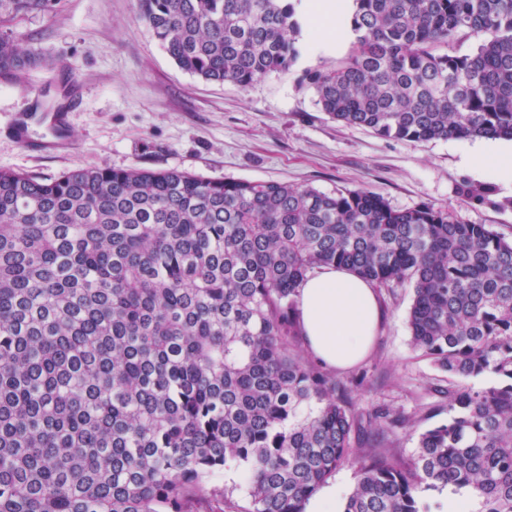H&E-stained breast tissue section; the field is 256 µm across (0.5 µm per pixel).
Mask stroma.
Returning a JSON list of instances; mask_svg holds the SVG:
<instances>
[{"instance_id":"35a3bbf8","label":"stroma","mask_w":512,"mask_h":512,"mask_svg":"<svg viewBox=\"0 0 512 512\" xmlns=\"http://www.w3.org/2000/svg\"><path fill=\"white\" fill-rule=\"evenodd\" d=\"M9 28L49 64L0 77V129L20 112L61 111L68 89L82 106L70 117L64 149L37 150L53 137L39 121L30 123L25 143L0 132V168L43 179L76 167H137L325 193L364 188L394 209L432 205L512 239V183L470 163L473 141L383 138L321 110L302 77L333 68L350 37L325 50L303 32L306 48L289 70L243 89L178 68L139 19L135 0H64L60 11L22 16ZM378 297L382 322L371 352L335 371L336 380L350 384L359 418L386 406L417 414L426 427L444 422L448 406L435 390L447 387L448 376L410 344L411 284Z\"/></svg>"}]
</instances>
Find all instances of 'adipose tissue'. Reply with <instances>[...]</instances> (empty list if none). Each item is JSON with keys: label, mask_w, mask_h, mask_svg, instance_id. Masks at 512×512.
I'll return each mask as SVG.
<instances>
[{"label": "adipose tissue", "mask_w": 512, "mask_h": 512, "mask_svg": "<svg viewBox=\"0 0 512 512\" xmlns=\"http://www.w3.org/2000/svg\"><path fill=\"white\" fill-rule=\"evenodd\" d=\"M352 0H305L313 32L328 44ZM297 313L307 349L328 367L350 368L369 353L381 322L373 285L344 268L324 267L298 289Z\"/></svg>", "instance_id": "adipose-tissue-1"}]
</instances>
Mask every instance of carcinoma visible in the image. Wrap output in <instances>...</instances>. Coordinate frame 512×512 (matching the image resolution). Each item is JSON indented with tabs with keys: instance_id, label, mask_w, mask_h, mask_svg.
<instances>
[{
	"instance_id": "obj_1",
	"label": "carcinoma",
	"mask_w": 512,
	"mask_h": 512,
	"mask_svg": "<svg viewBox=\"0 0 512 512\" xmlns=\"http://www.w3.org/2000/svg\"><path fill=\"white\" fill-rule=\"evenodd\" d=\"M60 0H0V26ZM344 60L304 80L331 119L416 142L512 140V0H353ZM183 71L241 88L301 54L292 0H137ZM485 36L469 53L451 46ZM42 64L0 35V75ZM324 266L413 284L411 345L448 420L405 462L352 443L345 384L298 347ZM411 416L376 410L379 429ZM342 512L472 493L512 512V241L366 189L186 172L0 169V512H304L343 464ZM243 472L245 504L213 484Z\"/></svg>"
}]
</instances>
